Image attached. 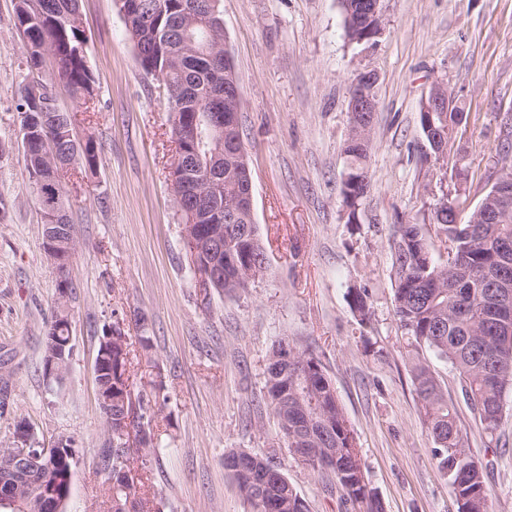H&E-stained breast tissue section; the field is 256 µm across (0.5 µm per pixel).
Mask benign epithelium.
<instances>
[{
  "label": "benign epithelium",
  "instance_id": "benign-epithelium-1",
  "mask_svg": "<svg viewBox=\"0 0 512 512\" xmlns=\"http://www.w3.org/2000/svg\"><path fill=\"white\" fill-rule=\"evenodd\" d=\"M384 0H370L369 7L361 17L363 38L360 43L372 46L376 44L384 30ZM376 76L372 72L361 74L353 83L349 97V111L373 112L376 103L373 88ZM224 99L233 108L229 116L222 112L208 113L207 130H202L198 116L184 119L177 128L174 141L172 165L170 167V189L174 200L181 208L183 216L182 232L192 247L191 260L197 253L209 256L204 266L193 264V271L204 288H218L224 283V262L220 260L224 252V214L214 206L205 195L196 189L198 179L202 178L210 188L224 190V161L228 160L241 166L244 175L235 182L231 193L224 197L229 208L243 209L254 213L253 180L250 166L247 164V152L242 139L238 113L241 104V90L236 79L230 54H224ZM461 106L443 83L435 84L427 97L421 102L427 134L433 137L437 161L448 159V147L454 142L458 128L443 125L436 128L433 116L437 112H459ZM208 138L213 143L211 151L206 153L207 163L201 164L203 157L197 150L199 141ZM493 196L506 199L512 192V169L503 166L496 172L492 181ZM45 225L44 250L59 272L76 251L77 244L68 243L62 248L58 238L59 225L50 223L58 209V198L44 191L40 194ZM487 295L496 303L499 319L505 327L506 335L512 334V294L499 289V285H489ZM69 286L64 280L58 285V304L61 314L57 316L63 327H71L67 312ZM72 350L71 333L66 339L50 344L44 362V373L49 380L62 377L61 367L66 353ZM74 447V440L60 435L47 447L35 446L32 431L26 422L21 421L15 428L12 441L6 448L7 462L0 467V509L4 512H29L38 505L37 499H50L51 512H65L64 506L70 497V491L58 492L56 483L45 477V472L53 461L67 456Z\"/></svg>",
  "mask_w": 512,
  "mask_h": 512
}]
</instances>
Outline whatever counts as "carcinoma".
I'll use <instances>...</instances> for the list:
<instances>
[{
    "label": "carcinoma",
    "mask_w": 512,
    "mask_h": 512,
    "mask_svg": "<svg viewBox=\"0 0 512 512\" xmlns=\"http://www.w3.org/2000/svg\"><path fill=\"white\" fill-rule=\"evenodd\" d=\"M221 0H142L153 13L146 27L137 17L125 21L141 68L159 78L167 100L174 101L169 112L224 111V71L214 66L211 55L224 52ZM362 0H339L346 32L361 34L354 27L359 19L354 6ZM80 15V0H17L15 23L23 29L27 42V69L40 71L44 55L51 54L58 69L39 81L55 87L64 83L70 95L87 104L93 99L94 78L86 65V36L81 23L71 21ZM22 120L29 121L44 135L38 147L31 148L29 161L33 173L47 179L60 178L59 170L69 166L73 157L92 168L97 164L94 143L81 144L70 134V113L48 103V98L22 94L17 106ZM348 161V179L343 183L345 202L359 204L368 186L370 140L349 137L343 144ZM60 205L56 223L63 232L76 238L65 201V188L57 184ZM483 204L495 223L483 220L451 224V211L435 218L457 250L463 263L452 268L433 259L424 227L418 223L398 225L390 243L393 256L395 315L411 344L433 350L448 360L458 375L461 391L482 431L492 438L499 430L503 393L512 385V335L496 325L487 306L483 289L476 286V276L490 265L499 242H512V205L504 204L485 192ZM224 257L249 259L247 268L224 267V292L233 293L247 286L263 272L266 252L257 224L241 214L231 224H224ZM130 350H112V368L97 377L98 389L111 401L101 406L103 415L116 420L129 414L125 399L131 397L129 385ZM294 371L277 379L272 364L266 363L263 404L277 418L280 428L300 426L298 437L286 438L290 453L310 469L326 478V486L336 487L362 512H384L382 500L369 486L356 437L337 401L329 377L319 359L310 353L296 352ZM413 383L425 417L426 428L435 447L438 467L448 477L458 512H488L486 471L470 447L467 432L458 425L455 409L448 404L429 369L418 363L413 369ZM156 412L147 405L136 417L140 444L155 452L162 449L155 440L152 423ZM127 441L117 435L103 449L101 466L112 472V502L121 506L132 503L133 512H156L145 482L130 476ZM224 469L233 478L239 492L249 502L252 512H309L305 499L288 477L263 455L245 451L224 454ZM275 471L267 480L264 472Z\"/></svg>",
    "instance_id": "cac0c4a2"
}]
</instances>
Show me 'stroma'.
Masks as SVG:
<instances>
[{
	"label": "stroma",
	"mask_w": 512,
	"mask_h": 512,
	"mask_svg": "<svg viewBox=\"0 0 512 512\" xmlns=\"http://www.w3.org/2000/svg\"><path fill=\"white\" fill-rule=\"evenodd\" d=\"M15 0H0V445L18 421L49 445L75 441L66 512H110L100 468L108 434L94 365L112 325L152 336L130 366L132 398H159L154 453L131 441L129 467L144 475L160 512H250L224 469L232 449L270 455L310 512H359L328 494L323 477L288 450L276 418L259 411L266 359L286 337L316 355L354 429L367 477L385 512H458L437 468L413 385L427 365L480 451L490 512H512V388L497 442L466 404L450 363L411 346L394 315L390 241L399 224H424L438 262L448 241L433 208L443 187L471 211L502 164L512 114V0H385L375 45L352 43L338 0H222L224 41L242 92L241 132L253 173L264 274L236 293L200 287L169 190L173 154L162 82L139 66L117 0H81L95 111L58 88L77 141L93 139L98 163L61 175L77 250L58 274L43 249V219L25 168L17 110L26 72ZM377 76L369 187L357 211L343 195L342 145L349 88ZM468 115L451 153L462 173L441 184L419 123L434 83ZM70 286L72 357L63 380L42 372L44 337L60 277ZM366 291L367 319L350 307ZM145 324H138V317Z\"/></svg>",
	"instance_id": "1"
}]
</instances>
